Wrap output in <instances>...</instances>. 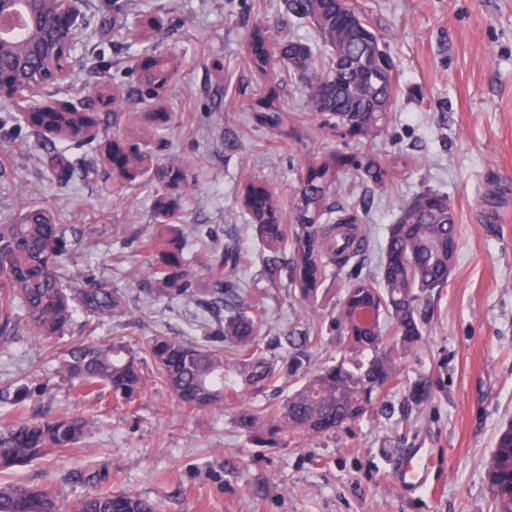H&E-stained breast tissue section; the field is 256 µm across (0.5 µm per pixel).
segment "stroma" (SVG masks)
I'll use <instances>...</instances> for the list:
<instances>
[{
  "mask_svg": "<svg viewBox=\"0 0 512 512\" xmlns=\"http://www.w3.org/2000/svg\"><path fill=\"white\" fill-rule=\"evenodd\" d=\"M111 2L83 0L88 24L78 31L76 59L58 97L86 98L104 84L131 90L128 67L144 48L133 22L145 10L160 20L153 40L180 62L167 95L176 123L148 142L159 159L193 163L184 222L213 228L218 245L241 244L240 287L263 313L260 344L269 357H281L279 338L293 328L318 335L306 351L307 369L340 356L329 324L349 275L340 273L334 294L313 310L285 281L266 280V255L238 202L244 181H269L287 207L309 158L328 148L350 158L367 151L399 166L382 186L347 170L337 181L336 204L364 215V274L378 275L389 225L425 189L452 202L458 248L447 285L429 298L419 346L400 362L399 383L388 395L392 413L375 411L318 437L261 442L237 427L242 409L284 398L288 386L281 381L194 413L156 381L132 415L108 396L82 403L43 343L18 337L0 347V425L16 419L13 392L28 383L38 391L26 416L78 413L91 427L77 448L18 467L11 480L53 484L71 502L90 490L84 471H98L112 491L140 493L162 512H493L485 460L512 421V0H357L396 78L388 125L366 146L323 126L299 79L284 93L288 121L281 134L258 125L250 108L256 82L245 61L252 24L293 26L313 43L317 59L327 55L311 25L290 24L282 0H119L118 15ZM18 111L0 98V223L35 202L75 225L72 248L127 300L126 314L105 322L95 340L138 345L163 333L218 343L216 318L194 298L151 303L142 291L148 259L123 241L130 227H152L147 190L116 188L99 164L59 183L45 164V146L19 127ZM419 378L430 381L432 396L411 410L405 390ZM413 448L438 458L432 493L410 494L394 482Z\"/></svg>",
  "mask_w": 512,
  "mask_h": 512,
  "instance_id": "stroma-1",
  "label": "stroma"
}]
</instances>
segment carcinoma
I'll return each mask as SVG.
<instances>
[{
    "label": "carcinoma",
    "mask_w": 512,
    "mask_h": 512,
    "mask_svg": "<svg viewBox=\"0 0 512 512\" xmlns=\"http://www.w3.org/2000/svg\"><path fill=\"white\" fill-rule=\"evenodd\" d=\"M54 0H34L36 18L10 37L0 36V74L14 85L42 83L65 70L60 56L35 48L56 28ZM288 15L309 21L328 49L317 62L310 44L262 22L253 25L246 60L258 77L260 96L254 103L259 120L271 129L285 121L280 91L290 75L315 72L307 85L309 110L323 124L340 128L352 139H375L385 128L395 97L392 66L376 56L379 41L353 0H284ZM178 69L176 56L147 46L135 61V92L158 99ZM112 103L118 120L120 97L98 90L96 100L69 109L23 112L30 134L61 148L50 153V168L65 183L84 172V159L71 149L91 146L119 187H148L152 192L155 229L136 232L126 244L149 258L151 302L196 297L212 308H224L220 345L155 336L135 351L123 341L74 343L63 351L60 372L81 397H96L105 386L112 400L130 410L146 379L142 364L151 363L169 394L188 412L221 406L269 382L295 377L303 368L310 332L286 334L285 363L259 347L262 328L258 308L245 304L236 283L242 253L234 245L214 247L196 265L186 255L187 232L182 223V197L191 186L189 167L161 162L147 142L130 131L111 135L95 102ZM170 112H143L135 122L163 130ZM347 164L334 150L319 153L300 175L297 197L285 216L276 191L266 182L244 184L240 203L267 252L271 275L285 278L307 302L315 303L323 285L351 259L362 254V218L355 208H336L330 198L336 177ZM370 162L362 174L382 185L395 172ZM291 224H284L285 220ZM67 227L41 205L26 207L10 224H0V345L27 332L42 341L64 335L77 313L91 330L126 310L124 294L97 278L94 269L78 268L82 255L68 247ZM458 236V217L448 196L426 189L405 205L400 220L389 226L378 278L359 274L344 289L331 327L347 355L322 365L302 379L274 410L246 409L238 427L249 436L271 438L288 432L321 436L360 420L374 408L388 410L385 396L399 375V362L412 353L429 322L427 298L448 283ZM293 258L283 259L287 246ZM431 396L430 384H409L406 401L420 406ZM89 421L81 415L49 419L23 418L0 429V472L26 465L52 453L67 451L82 439ZM486 481L494 512H512V422L498 434L486 461ZM85 481L95 491L76 500L71 512H160L159 505L135 492L101 488L98 473ZM0 512H62L59 493L46 486L0 482Z\"/></svg>",
    "instance_id": "1"
}]
</instances>
